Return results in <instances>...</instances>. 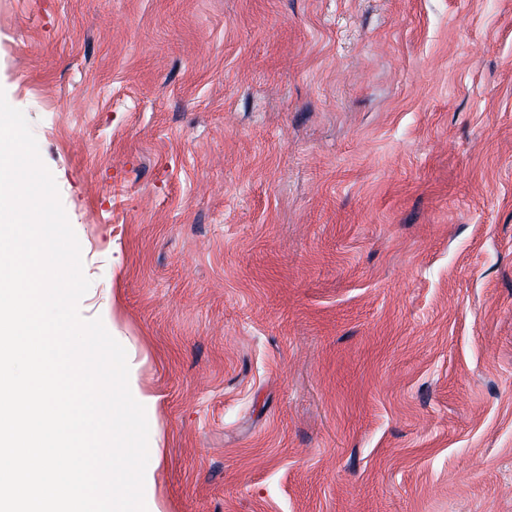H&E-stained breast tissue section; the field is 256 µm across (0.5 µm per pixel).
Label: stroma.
Here are the masks:
<instances>
[{
	"label": "stroma",
	"instance_id": "1",
	"mask_svg": "<svg viewBox=\"0 0 512 512\" xmlns=\"http://www.w3.org/2000/svg\"><path fill=\"white\" fill-rule=\"evenodd\" d=\"M161 512H512V0H0Z\"/></svg>",
	"mask_w": 512,
	"mask_h": 512
}]
</instances>
